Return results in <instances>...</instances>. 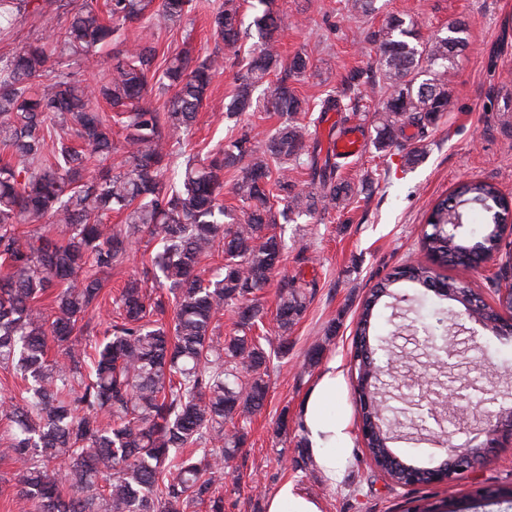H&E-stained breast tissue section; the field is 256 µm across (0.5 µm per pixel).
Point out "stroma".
<instances>
[{
  "label": "stroma",
  "instance_id": "obj_1",
  "mask_svg": "<svg viewBox=\"0 0 512 512\" xmlns=\"http://www.w3.org/2000/svg\"><path fill=\"white\" fill-rule=\"evenodd\" d=\"M222 0H202L179 26L169 28L152 19L147 28H130L128 39L149 35L167 54L192 46L205 55L214 50L216 38L207 20ZM288 23L279 35L283 55L308 54L312 67L297 81L304 96L318 98L338 87L353 69L361 70V91L369 107H377L382 93L370 92L376 46L368 32L379 29L390 15L418 21L423 37L445 31L457 20L467 25L468 45L457 57L455 76L449 85L453 101L426 139L427 154L416 165H406L400 151L378 155L371 144L340 169L341 177L359 182L365 172L384 171L372 194H356L343 210L319 212L298 224H280L287 245L279 276L312 284L306 311L288 335V352L269 364L268 395L260 413L248 427L247 440L232 468L224 473V512H266L284 484L314 501L320 512H405L410 503L424 500L445 505L454 502L457 512H512V446L491 456L481 468L464 474L454 487L421 484L394 485L373 463L363 442L361 414L351 375V343L361 304L369 290L408 257L419 255L427 211L455 184L466 178L495 183L512 198V0H375L368 18L350 15L342 0H279ZM61 16L31 14L19 17L12 31L0 36V56H8L30 42L59 28ZM254 47L253 39L241 40L227 51L223 70L211 84L210 96L177 153L205 158L208 151L244 129L262 133L277 127V113L245 112L227 117L224 105L235 89L237 56ZM151 251L150 244H133L124 262L107 276L93 323L104 329L113 315V298L125 281L139 272ZM418 299L422 314L440 307L435 296L419 299L410 287L400 288L381 310V333L389 345L401 351L416 386H424L437 369L422 345L423 335L403 311L408 300ZM334 335H327V328ZM321 346L316 365H309L312 347ZM450 347L455 366L450 374L465 380L479 378L488 393L512 384V337L496 336L466 318L456 320ZM338 366L343 384L335 399L322 408L325 416L349 422L350 440L337 443L336 471L328 473L319 460L325 451L307 446L304 425L309 399L322 375ZM287 420L286 433L277 424ZM246 485L235 493L234 480ZM508 491L506 502L477 506L476 487Z\"/></svg>",
  "mask_w": 512,
  "mask_h": 512
}]
</instances>
